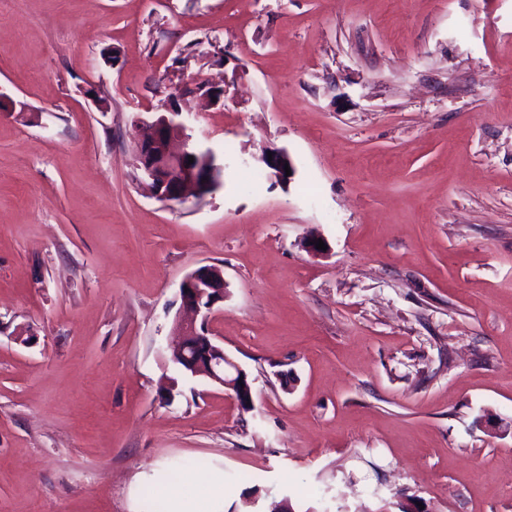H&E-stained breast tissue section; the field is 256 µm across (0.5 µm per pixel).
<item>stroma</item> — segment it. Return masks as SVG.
<instances>
[{
	"instance_id": "1",
	"label": "stroma",
	"mask_w": 512,
	"mask_h": 512,
	"mask_svg": "<svg viewBox=\"0 0 512 512\" xmlns=\"http://www.w3.org/2000/svg\"><path fill=\"white\" fill-rule=\"evenodd\" d=\"M178 93L224 163L184 203L134 163ZM204 264L248 411L170 359ZM181 462L226 512H512V0H0V512L165 510ZM268 152L272 153L271 161H268ZM258 160L266 166L269 170L270 176L274 177L275 180L279 182L289 183L295 173L292 160L285 150L266 149L258 157ZM285 165H289L290 167L291 175L289 176H286Z\"/></svg>"
}]
</instances>
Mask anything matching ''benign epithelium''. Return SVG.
Masks as SVG:
<instances>
[{
    "instance_id": "obj_1",
    "label": "benign epithelium",
    "mask_w": 512,
    "mask_h": 512,
    "mask_svg": "<svg viewBox=\"0 0 512 512\" xmlns=\"http://www.w3.org/2000/svg\"><path fill=\"white\" fill-rule=\"evenodd\" d=\"M149 133L135 148L142 181L150 195L163 201L183 202L187 196L203 197V189L217 186L216 169L204 161L188 163L187 126L182 111L171 105L154 121ZM270 176L288 182L285 166L292 160L284 150L263 151L258 157ZM224 273L218 267L201 265L182 280L179 295L189 318H176L172 335L177 337L171 360L193 376H204L228 392L243 410L254 407L246 373L224 351L212 333V319L224 302Z\"/></svg>"
}]
</instances>
